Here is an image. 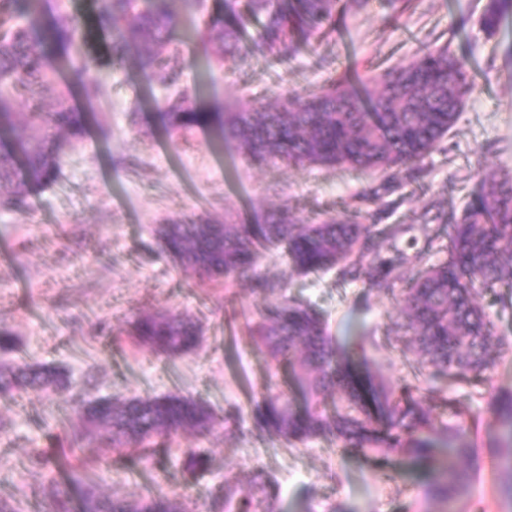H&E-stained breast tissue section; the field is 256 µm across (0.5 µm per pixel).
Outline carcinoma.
<instances>
[{
    "label": "carcinoma",
    "instance_id": "cac0c4a2",
    "mask_svg": "<svg viewBox=\"0 0 512 512\" xmlns=\"http://www.w3.org/2000/svg\"><path fill=\"white\" fill-rule=\"evenodd\" d=\"M103 0L98 26L112 38V56L137 44L144 49L140 64L170 94L156 103L171 133H187L212 124L221 141L236 144L247 160L264 164L351 168L380 175L390 192L416 178L422 162L437 149L457 123L475 83L466 61L449 44L428 47L408 65L368 72L355 83L346 76L330 81L319 93H285L271 107L243 106L234 112H205L196 106L197 89L181 82V71L170 65L180 55L172 33L181 24L174 0ZM371 0H247L246 12L235 0L194 24V37L207 61L240 64L262 53L280 59L296 56L311 38L335 29L339 14H359ZM512 13V0H487L479 17L481 29L492 34ZM43 0H0V211L31 209V184L52 183L66 148L83 141L91 115L69 102L68 73L78 78L87 103L104 92L108 73L72 55L82 39L81 19L58 12L43 17ZM257 35L248 33L251 21ZM60 55L53 67L48 54ZM60 88L47 109L43 94ZM419 231L423 245L414 252L399 247L405 234ZM155 232L164 249L200 279L224 287L248 276L265 306L252 331L270 363L288 366L298 396L290 400L270 389L249 414L254 428L275 434L289 445L332 434L352 451L376 456L403 453L427 464L435 473L433 496L448 503L465 494L473 474L460 463L473 457L480 418L453 398H442L450 419L443 428L446 447L438 446L431 415L421 407L427 391L422 384L388 385L380 380L382 399L369 405L351 383L353 349L338 350L318 310L280 298L288 279L310 272L336 271L343 282L363 281L378 294L395 295L403 283L400 324L407 345L431 368L452 383L474 390L506 430L496 449L502 480L500 492L512 502V391L492 384L496 361L512 355V340L498 334L497 316L482 299L493 297L502 309L512 298V176L487 175L470 194L461 217L433 201L411 224H380L359 206L326 217L319 224H300L280 210L267 212L262 224L205 218L159 224ZM390 242L385 254L375 252ZM281 247L287 269L277 280L255 272L260 250ZM444 254L436 261L432 257ZM140 342L168 360L193 351L200 341L196 322L182 313H145L135 321ZM59 385L57 376L30 364L1 363L0 392L42 394ZM83 383L74 414L82 427L71 431L68 448L37 449L31 462L57 488V512H70L73 498L80 512H188L185 503L162 491L134 501L102 499L95 487L104 478L82 463L68 464L66 479L57 480L64 457H77L85 442L110 431L112 448L127 470L163 472L171 461L178 433L210 432L215 424L208 404L187 396H135L124 401L89 397ZM336 393L330 413L325 395ZM192 475L207 470V455L184 453ZM277 486L261 478L243 485L228 481L212 493L210 512H273Z\"/></svg>",
    "mask_w": 512,
    "mask_h": 512
}]
</instances>
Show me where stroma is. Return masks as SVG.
<instances>
[{
	"label": "stroma",
	"instance_id": "obj_1",
	"mask_svg": "<svg viewBox=\"0 0 512 512\" xmlns=\"http://www.w3.org/2000/svg\"><path fill=\"white\" fill-rule=\"evenodd\" d=\"M485 2L372 0L370 11L343 16L335 31L285 62L258 55L246 67L226 61L206 69L201 46L190 42L179 58L182 81L193 85L206 75L208 88L198 95L206 111L261 107L287 91L320 90L342 72L355 79L369 69L403 66L430 43H449L468 61L476 90L440 148L424 160L423 178L366 209L381 213L386 224L410 223L431 200L459 214L483 176L512 173V14L486 36L477 25ZM99 6L100 0H69L67 9L85 18L84 53L109 74L92 111L112 136L104 143L92 135L68 149L56 181L33 186L28 213L0 212V329L15 336L17 357L64 368L77 381L91 378L100 395H190L219 417L231 405L249 414L255 399L288 380L287 367L269 365L249 329L264 302L242 282L216 298L214 284L162 252L156 225L192 215L260 224L274 207L315 224L356 206L357 195L377 180L342 168L253 164L210 128L184 138L168 133L155 107L166 90L139 66L137 48L113 61L92 22ZM138 99L145 105L133 122L128 109ZM287 293L313 303L336 341L371 336L368 368L356 376L362 390L370 388L369 372L387 363L392 382L420 377L416 354L403 351L399 341L401 307L390 298L342 282L332 271L294 277ZM156 312L190 314L202 331L199 348L172 361L137 345L135 318ZM101 322L108 329L99 335ZM442 391L483 421L474 481L449 506L429 495L430 473L408 456H363L333 437L292 448L248 424L236 432L218 426L204 436H181V447L204 449L210 457L209 471L194 477L177 462L156 477L123 470L101 439L86 445L80 458L106 474L103 495L133 500L157 482L194 512H207L224 480L258 475L279 485L275 512H512L500 495L492 453L502 441L498 421L467 389L441 377L425 401L436 425L448 420L438 400ZM73 400L68 389L40 397L0 395V418L7 423L0 434V499L21 501L24 512H52V490L30 451L46 443L39 426L45 414H53L63 433L75 424Z\"/></svg>",
	"mask_w": 512,
	"mask_h": 512
}]
</instances>
